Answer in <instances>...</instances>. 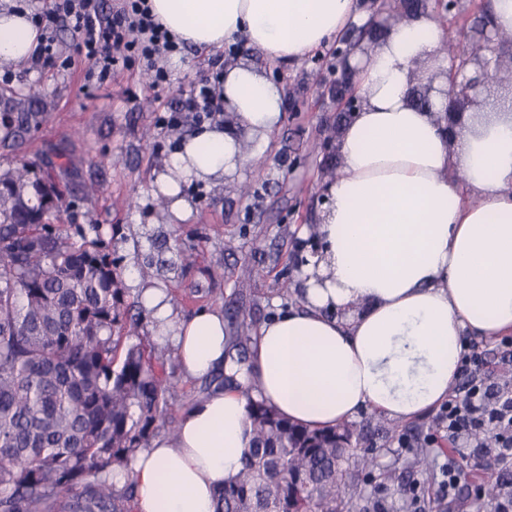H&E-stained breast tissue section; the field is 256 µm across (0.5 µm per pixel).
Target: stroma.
Masks as SVG:
<instances>
[{"mask_svg":"<svg viewBox=\"0 0 512 512\" xmlns=\"http://www.w3.org/2000/svg\"><path fill=\"white\" fill-rule=\"evenodd\" d=\"M240 57L295 100L285 104L264 160L234 176L236 182L261 186V198H239L220 183L189 182L181 191L193 212L184 221L172 219L159 206L150 184L165 171L183 139L197 131L182 102L200 73L227 62L226 51L183 46L181 65L173 69L167 56H160L157 63L168 68L170 79L154 90L142 73L123 71L111 84L83 93L85 68L79 63L65 71L38 70L27 63L10 68L11 82H0V94L30 98L48 116L25 147L29 157L70 165L60 187L76 206L62 213L63 230L96 224L122 273L148 271L149 282L167 290L177 317L203 308L220 310L230 332L241 316L258 326L288 304L279 288L292 267V244L303 239V227L318 223L323 210L317 196L329 161L318 143L324 118L336 112L322 92L332 78L329 50L283 67L247 47ZM170 112L178 113V121L159 124V114ZM142 334L171 373L169 411L181 415L204 395L206 385L183 377L170 344L159 341L151 326H144ZM357 421L380 431L382 450L373 475L386 479L388 489L378 494L363 483L350 487L349 512H400L399 491L413 484L419 512H493L492 503L476 499L469 488L499 469L512 471V461L500 462L496 448L480 450L466 440L449 445L434 410L411 420L417 439L432 438L438 448L436 471L427 481L415 464V449L400 447L391 420L366 411ZM450 461L466 477L453 501L441 499L437 485L441 468Z\"/></svg>","mask_w":512,"mask_h":512,"instance_id":"35a3bbf8","label":"stroma"}]
</instances>
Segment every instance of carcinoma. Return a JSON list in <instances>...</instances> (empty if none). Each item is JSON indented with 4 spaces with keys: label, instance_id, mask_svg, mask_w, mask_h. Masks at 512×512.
I'll return each mask as SVG.
<instances>
[{
    "label": "carcinoma",
    "instance_id": "obj_1",
    "mask_svg": "<svg viewBox=\"0 0 512 512\" xmlns=\"http://www.w3.org/2000/svg\"><path fill=\"white\" fill-rule=\"evenodd\" d=\"M393 20L409 19L421 0L388 4ZM380 32L368 29L332 53L337 74L330 94L349 90L346 57L370 54ZM0 147L25 143L46 113L23 98L0 100ZM410 102L434 107L427 83L417 81ZM64 165L41 167L15 156L0 166V512H134L132 479L120 488L136 454L168 415L170 375L142 342L108 246L81 227L63 235L57 221L68 204L57 180ZM241 321L231 337L240 353L250 340ZM247 395L251 448L239 472L216 494L215 512H342L357 474L351 464L374 465L373 449L354 459L353 422L309 429ZM512 494L503 475L484 488Z\"/></svg>",
    "mask_w": 512,
    "mask_h": 512
}]
</instances>
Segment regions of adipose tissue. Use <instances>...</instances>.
Returning <instances> with one entry per match:
<instances>
[{"label": "adipose tissue", "instance_id": "ef3b65f1", "mask_svg": "<svg viewBox=\"0 0 512 512\" xmlns=\"http://www.w3.org/2000/svg\"><path fill=\"white\" fill-rule=\"evenodd\" d=\"M147 3L177 41L209 50L241 39L279 65L362 19L358 0ZM38 38L25 14L0 8V67L27 62ZM446 40L425 13L389 28L370 57H352L363 105L340 130L323 254L303 271L300 306L260 325L247 365L231 357L222 312L178 320L166 293L142 289L182 374L212 387L173 434L137 453L130 474L114 475L119 486L133 479L136 512H214L250 445L248 397L310 429L362 410L407 422L447 400L466 337L512 334V113L488 108L452 144L443 123L407 101L415 62L447 67L437 54ZM224 99L258 144L240 152L217 126L185 140L154 181L176 217L191 211L183 183L257 165L280 126L283 92L250 63H226Z\"/></svg>", "mask_w": 512, "mask_h": 512}]
</instances>
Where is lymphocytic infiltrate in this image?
Listing matches in <instances>:
<instances>
[{
  "instance_id": "obj_1",
  "label": "lymphocytic infiltrate",
  "mask_w": 512,
  "mask_h": 512,
  "mask_svg": "<svg viewBox=\"0 0 512 512\" xmlns=\"http://www.w3.org/2000/svg\"><path fill=\"white\" fill-rule=\"evenodd\" d=\"M41 32L35 62L42 67L68 69L73 59L87 65V79L103 86L115 73L129 71L157 54L175 53L179 45L156 23L146 0H122L105 10L103 0H50L30 13ZM65 22L75 37L73 56H62L54 27ZM224 96V74L203 76L185 99L184 107L197 119L213 117ZM440 423L449 440L460 435H492L501 458L512 459V386L495 382L468 387L464 395H452L441 408Z\"/></svg>"
}]
</instances>
